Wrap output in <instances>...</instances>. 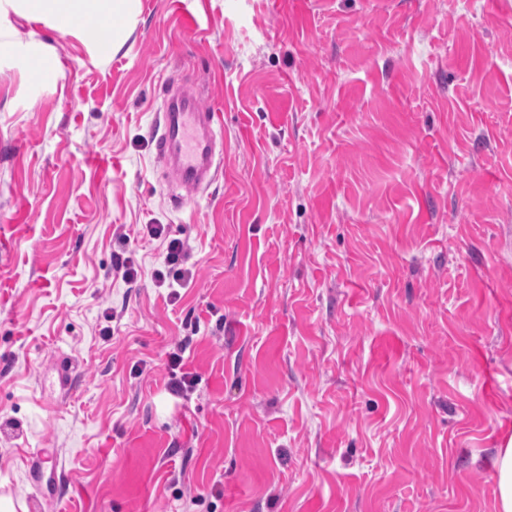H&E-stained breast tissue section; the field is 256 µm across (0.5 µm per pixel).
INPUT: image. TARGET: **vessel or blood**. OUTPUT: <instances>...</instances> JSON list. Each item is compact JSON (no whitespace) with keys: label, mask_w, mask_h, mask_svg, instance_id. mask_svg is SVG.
<instances>
[{"label":"vessel or blood","mask_w":512,"mask_h":512,"mask_svg":"<svg viewBox=\"0 0 512 512\" xmlns=\"http://www.w3.org/2000/svg\"><path fill=\"white\" fill-rule=\"evenodd\" d=\"M224 144V126L219 113L204 108L197 96L181 88L167 87L164 110L155 140L157 159L167 170L170 186L201 189L210 184L218 147Z\"/></svg>","instance_id":"b4317fda"}]
</instances>
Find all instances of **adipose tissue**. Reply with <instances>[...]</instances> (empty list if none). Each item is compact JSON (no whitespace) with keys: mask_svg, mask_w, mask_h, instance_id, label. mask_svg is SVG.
<instances>
[{"mask_svg":"<svg viewBox=\"0 0 512 512\" xmlns=\"http://www.w3.org/2000/svg\"><path fill=\"white\" fill-rule=\"evenodd\" d=\"M31 14L53 20L58 28L71 30L107 26L109 35L99 40L100 55H111L125 29V22L138 0H23Z\"/></svg>","mask_w":512,"mask_h":512,"instance_id":"1","label":"adipose tissue"}]
</instances>
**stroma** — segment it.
<instances>
[{
  "label": "stroma",
  "instance_id": "obj_1",
  "mask_svg": "<svg viewBox=\"0 0 512 512\" xmlns=\"http://www.w3.org/2000/svg\"><path fill=\"white\" fill-rule=\"evenodd\" d=\"M184 7L190 31L140 0L105 58L0 0V495L35 496L45 448V512H495L512 0ZM172 83L224 123L178 207L154 151ZM172 238L194 273L175 300Z\"/></svg>",
  "mask_w": 512,
  "mask_h": 512
}]
</instances>
